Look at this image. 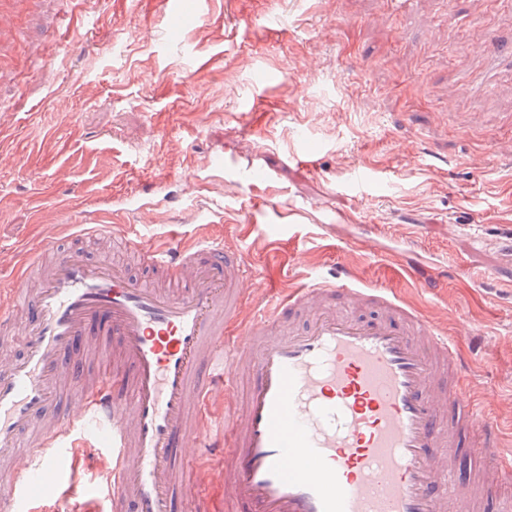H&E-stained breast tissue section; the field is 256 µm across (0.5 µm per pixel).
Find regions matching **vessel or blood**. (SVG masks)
Here are the masks:
<instances>
[{
    "mask_svg": "<svg viewBox=\"0 0 512 512\" xmlns=\"http://www.w3.org/2000/svg\"><path fill=\"white\" fill-rule=\"evenodd\" d=\"M152 282L43 240L0 290V512L48 497L84 441L113 464L119 512H176L224 462L225 499L248 512H486L512 478L508 440L470 391L447 331L351 271L274 298L224 240L161 245L106 218ZM423 287L420 260L399 256ZM94 350L87 373L77 347Z\"/></svg>",
    "mask_w": 512,
    "mask_h": 512,
    "instance_id": "vessel-or-blood-1",
    "label": "vessel or blood"
}]
</instances>
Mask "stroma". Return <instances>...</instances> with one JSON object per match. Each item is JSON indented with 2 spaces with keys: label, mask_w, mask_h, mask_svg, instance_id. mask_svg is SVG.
I'll return each instance as SVG.
<instances>
[{
  "label": "stroma",
  "mask_w": 512,
  "mask_h": 512,
  "mask_svg": "<svg viewBox=\"0 0 512 512\" xmlns=\"http://www.w3.org/2000/svg\"><path fill=\"white\" fill-rule=\"evenodd\" d=\"M56 0L0 18V287L18 251L132 198L144 238L197 231L249 249L262 285L344 264L446 326L472 390L512 418V67L484 95L461 82L512 38V0ZM310 154L311 164L299 163ZM223 223H210L212 213ZM411 248L439 273L403 276ZM468 269L456 277L455 267ZM99 471L54 495L111 512Z\"/></svg>",
  "instance_id": "35a3bbf8"
}]
</instances>
